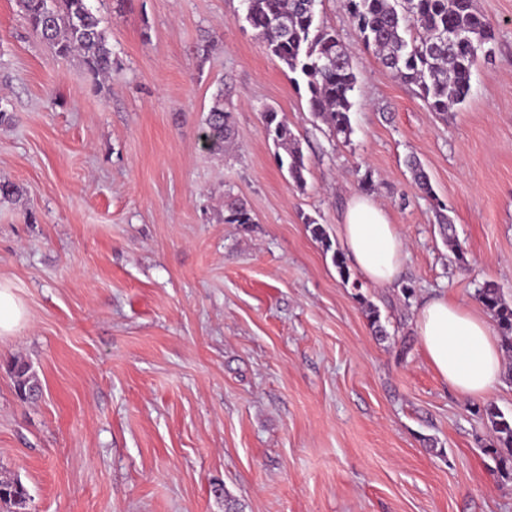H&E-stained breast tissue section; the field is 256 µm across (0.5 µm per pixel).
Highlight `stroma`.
Returning a JSON list of instances; mask_svg holds the SVG:
<instances>
[{"label":"stroma","mask_w":512,"mask_h":512,"mask_svg":"<svg viewBox=\"0 0 512 512\" xmlns=\"http://www.w3.org/2000/svg\"><path fill=\"white\" fill-rule=\"evenodd\" d=\"M91 4L114 59L98 88L0 0V281L27 313L0 339V479L22 482L28 512H512V456L484 414L512 416V357L495 392L462 399L414 328L435 296L483 312L487 280L512 300V0H476L496 38L445 117L364 48L342 0H319L358 80L346 141L244 0ZM219 91L235 137L212 152ZM269 106L301 142L305 187L277 163ZM356 195L406 241L392 287L332 261ZM233 199L252 223L227 222ZM16 387L21 396L30 397L39 390V384L34 374L30 373V366L22 361H14L12 365Z\"/></svg>","instance_id":"stroma-1"}]
</instances>
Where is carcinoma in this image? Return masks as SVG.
Masks as SVG:
<instances>
[{
    "label": "carcinoma",
    "instance_id": "obj_1",
    "mask_svg": "<svg viewBox=\"0 0 512 512\" xmlns=\"http://www.w3.org/2000/svg\"><path fill=\"white\" fill-rule=\"evenodd\" d=\"M244 2L246 20L266 49L288 71L305 78L308 111L325 123L330 136L348 139L356 75L336 31L317 21L318 0ZM18 6L30 28L51 46L56 57L80 58L93 86L111 72L108 34L89 0H18ZM345 7L364 45L373 49L395 78L416 85L427 107L443 116L469 96L472 69L479 54L491 52L488 45L495 39L494 27L477 11L474 0H345ZM450 33L456 34L455 40H448ZM263 123L267 135L286 154L289 178L304 186L308 166L288 122L278 112L267 110ZM201 135L205 136V147L214 151L223 150L224 142L234 136L231 112L224 108V92L215 96ZM408 167L417 188L433 195L421 162L412 157ZM228 210L231 222L253 223L244 204L235 201ZM439 228L456 262L466 263L448 216L439 215ZM478 300L493 314L499 335L511 352L512 304L493 281L485 282ZM12 373L21 396H33L39 390L27 363L14 361ZM486 414L498 440L512 456V419L493 407L487 408ZM28 502V492L20 481L0 480V512H28Z\"/></svg>",
    "mask_w": 512,
    "mask_h": 512
}]
</instances>
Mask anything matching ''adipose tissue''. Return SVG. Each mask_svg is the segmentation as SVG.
Wrapping results in <instances>:
<instances>
[{"instance_id":"ef3b65f1","label":"adipose tissue","mask_w":512,"mask_h":512,"mask_svg":"<svg viewBox=\"0 0 512 512\" xmlns=\"http://www.w3.org/2000/svg\"><path fill=\"white\" fill-rule=\"evenodd\" d=\"M339 237L347 258L367 283L378 288L393 285L406 244L379 203L353 197ZM415 329L431 366L458 396L482 397L500 384L502 351L482 315L447 296H437L423 304Z\"/></svg>"}]
</instances>
